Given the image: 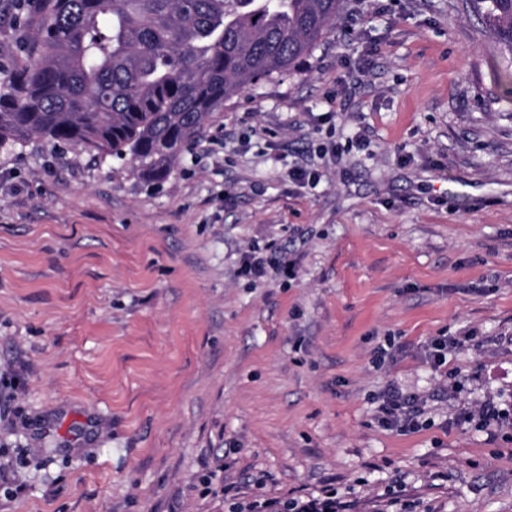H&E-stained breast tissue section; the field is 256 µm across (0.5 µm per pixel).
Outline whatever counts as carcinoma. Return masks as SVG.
<instances>
[{
    "label": "carcinoma",
    "instance_id": "1",
    "mask_svg": "<svg viewBox=\"0 0 512 512\" xmlns=\"http://www.w3.org/2000/svg\"><path fill=\"white\" fill-rule=\"evenodd\" d=\"M26 64L0 80V148L32 137L166 178L236 92L293 69L341 0H18ZM512 53V0H472Z\"/></svg>",
    "mask_w": 512,
    "mask_h": 512
}]
</instances>
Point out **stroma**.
Returning a JSON list of instances; mask_svg holds the SVG:
<instances>
[{"mask_svg":"<svg viewBox=\"0 0 512 512\" xmlns=\"http://www.w3.org/2000/svg\"><path fill=\"white\" fill-rule=\"evenodd\" d=\"M510 70L469 0H343L162 182L0 149V512H512V426L453 422L512 406ZM392 383L427 428L378 424ZM459 340H448V337H439L427 344L429 363L435 370H439L447 363L448 347L459 344ZM324 498L322 501L303 506L297 509V511L295 510L298 505L297 503L286 502L283 505L284 511L276 512H285V510H288L287 512H352L351 504L346 500L336 497V494L328 491Z\"/></svg>","mask_w":512,"mask_h":512,"instance_id":"1","label":"stroma"}]
</instances>
